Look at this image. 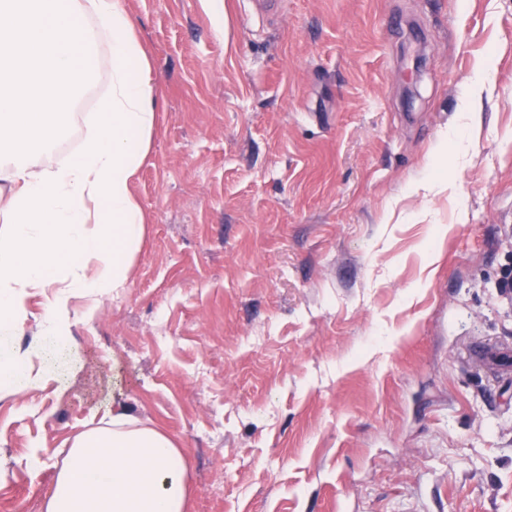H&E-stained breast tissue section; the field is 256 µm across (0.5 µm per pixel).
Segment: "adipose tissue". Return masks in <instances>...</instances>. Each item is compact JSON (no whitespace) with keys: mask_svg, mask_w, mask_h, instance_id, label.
Instances as JSON below:
<instances>
[{"mask_svg":"<svg viewBox=\"0 0 512 512\" xmlns=\"http://www.w3.org/2000/svg\"><path fill=\"white\" fill-rule=\"evenodd\" d=\"M127 2L0 0V335L24 327L33 293L46 308L32 342L0 345V393L48 384L38 360L49 343L70 341L73 298L97 304L127 288L143 244L131 186L149 153L157 91ZM103 44L112 72L83 147L50 161ZM33 151L46 163L32 165ZM188 497L180 448L116 400L110 420L74 439L46 512H186Z\"/></svg>","mask_w":512,"mask_h":512,"instance_id":"adipose-tissue-1","label":"adipose tissue"}]
</instances>
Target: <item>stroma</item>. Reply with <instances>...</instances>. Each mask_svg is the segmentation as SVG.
<instances>
[{"label":"stroma","mask_w":512,"mask_h":512,"mask_svg":"<svg viewBox=\"0 0 512 512\" xmlns=\"http://www.w3.org/2000/svg\"><path fill=\"white\" fill-rule=\"evenodd\" d=\"M128 8L158 92L144 244L121 295L73 300L58 381L0 396V512H45L116 397L181 449L189 512H512V382L468 358L512 345V0Z\"/></svg>","instance_id":"35a3bbf8"}]
</instances>
